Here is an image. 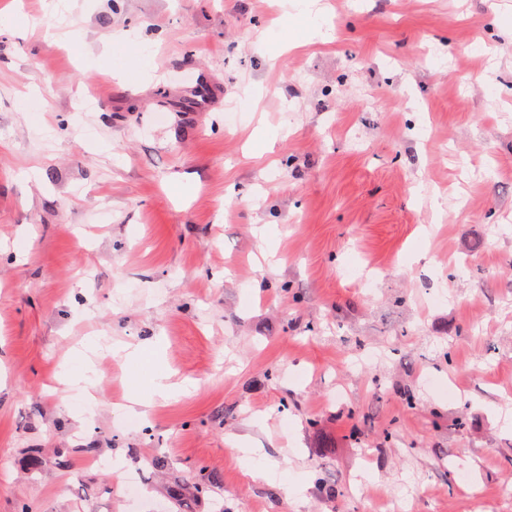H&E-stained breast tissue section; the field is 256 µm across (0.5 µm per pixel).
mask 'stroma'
Wrapping results in <instances>:
<instances>
[{"instance_id":"obj_1","label":"stroma","mask_w":512,"mask_h":512,"mask_svg":"<svg viewBox=\"0 0 512 512\" xmlns=\"http://www.w3.org/2000/svg\"><path fill=\"white\" fill-rule=\"evenodd\" d=\"M54 2L0 0V512H512V0H322L285 51L277 0ZM154 336L69 415L74 349ZM112 48V53H121L125 56L128 66L139 73L148 74L149 70V57L150 52L144 46L132 48L127 45L122 36L112 35V47L108 43L106 49L109 52ZM179 391L180 386L170 382L169 374L161 376L149 394L143 393L138 384L134 382L127 388L126 399L129 404L120 409L124 417L144 418L147 415L146 409L151 406V402L155 397L169 399L176 396ZM216 479L212 474L204 470L194 472L189 481L185 484L177 485L172 490L175 502L179 504L187 496H202L215 488Z\"/></svg>"}]
</instances>
